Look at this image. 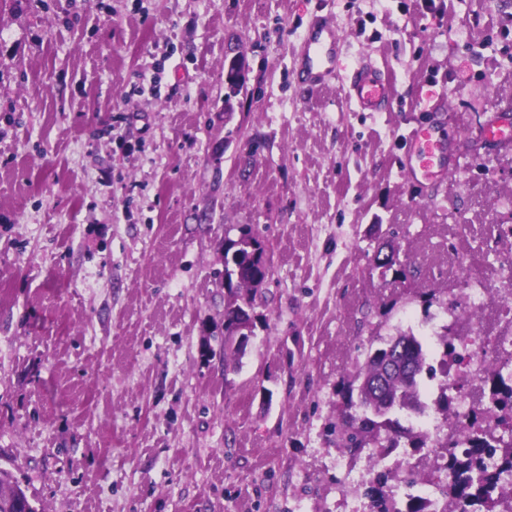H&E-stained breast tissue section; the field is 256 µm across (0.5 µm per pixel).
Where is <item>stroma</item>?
I'll use <instances>...</instances> for the list:
<instances>
[{
    "label": "stroma",
    "instance_id": "stroma-1",
    "mask_svg": "<svg viewBox=\"0 0 512 512\" xmlns=\"http://www.w3.org/2000/svg\"><path fill=\"white\" fill-rule=\"evenodd\" d=\"M314 14L343 66L389 73L390 111L295 84ZM495 115L512 127V0H0V468L37 512L365 507L326 434L364 343L512 334ZM421 122L454 157L431 181L404 171ZM245 231L271 273L234 369L224 241ZM490 291L489 288H483L481 285L475 284L471 288L463 289V305L466 310L474 316L483 312L489 304Z\"/></svg>",
    "mask_w": 512,
    "mask_h": 512
}]
</instances>
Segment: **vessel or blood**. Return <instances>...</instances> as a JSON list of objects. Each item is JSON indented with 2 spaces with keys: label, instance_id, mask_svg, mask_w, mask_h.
I'll return each instance as SVG.
<instances>
[{
  "label": "vessel or blood",
  "instance_id": "vessel-or-blood-1",
  "mask_svg": "<svg viewBox=\"0 0 512 512\" xmlns=\"http://www.w3.org/2000/svg\"><path fill=\"white\" fill-rule=\"evenodd\" d=\"M293 75L297 83L306 87H318L330 79L343 77L345 97L361 112H385L391 105L392 82L371 60L360 61L349 73H341L336 28L318 17L302 33ZM408 139L416 147L411 174L426 181L437 178L444 160V143L427 127L412 130Z\"/></svg>",
  "mask_w": 512,
  "mask_h": 512
}]
</instances>
